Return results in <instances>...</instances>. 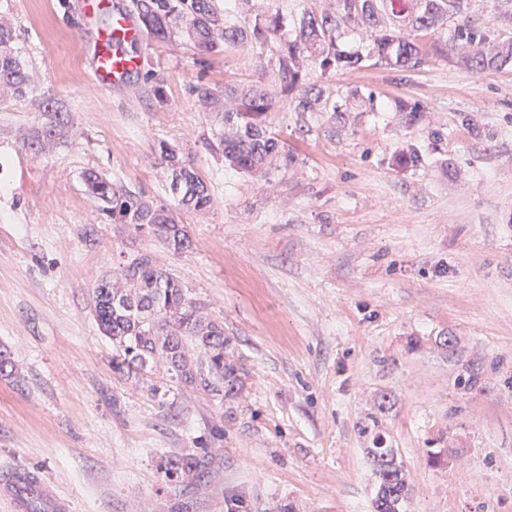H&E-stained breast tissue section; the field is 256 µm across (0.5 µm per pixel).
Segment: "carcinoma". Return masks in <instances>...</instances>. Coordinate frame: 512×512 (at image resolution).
Instances as JSON below:
<instances>
[{"label":"carcinoma","instance_id":"cac0c4a2","mask_svg":"<svg viewBox=\"0 0 512 512\" xmlns=\"http://www.w3.org/2000/svg\"><path fill=\"white\" fill-rule=\"evenodd\" d=\"M132 12L145 34L156 42L183 35L203 57L220 51L226 44L247 41L271 51L281 73V87L274 94L258 85L216 87L199 82L192 88L195 99L207 112L220 115L222 125L210 148L224 156V162L243 173L263 174L280 161L292 157L267 125V114L280 101L304 84L306 64L322 70L342 71L374 64L396 71H410L425 62L416 38L435 31L450 18L448 38L437 43L441 53L451 51L467 67L476 70L512 63V42L495 48L486 46L487 34L467 19H457L460 0H336V15L302 20L292 39L279 37L282 18L278 14L258 15L246 27L221 15L214 0H131ZM358 25L370 33L367 53H344L336 49L343 25ZM12 32L0 25V88L15 95L27 93L28 76L21 60L10 48ZM297 112H317L322 94L309 91L292 98ZM44 122L26 137V145L40 152L61 138L69 115L46 100L42 102ZM162 158L172 170L171 189L186 211L210 207L212 197L200 174L175 150L160 143ZM88 194L98 203L102 221L129 237H150L176 251L180 242L192 239L166 203H153L99 173L84 176ZM125 281L134 283L133 293L125 288L94 289L93 317L103 335L112 340L122 361L117 368L142 371L162 358L180 383L201 386L216 395H230L238 387L241 368L228 357L232 346L220 323L204 315L201 304L170 272L156 264L152 255L135 252L121 267ZM203 354L199 362L188 352ZM376 481L374 512H405L410 488L402 465L392 448L367 451ZM165 473L171 480L203 474L200 459L183 454L167 461Z\"/></svg>","mask_w":512,"mask_h":512}]
</instances>
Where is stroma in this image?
<instances>
[{"label": "stroma", "instance_id": "1", "mask_svg": "<svg viewBox=\"0 0 512 512\" xmlns=\"http://www.w3.org/2000/svg\"><path fill=\"white\" fill-rule=\"evenodd\" d=\"M78 5L0 0L31 82L0 94V346L15 364L0 377V471H40L67 512H373L379 435L406 471L408 512H512V64L466 68L435 54L432 32L409 72L310 66L325 105L269 113L293 160L263 184L206 147L219 126L191 88L279 90L270 52L241 42L199 64L183 38L148 39L140 72L101 90ZM261 11L291 38L336 0H253L235 20ZM462 14L512 40L506 0H463ZM46 99L76 134L37 153L24 137ZM403 101L424 107L420 122ZM163 140L213 197L180 211L183 254L101 223L83 182L94 170L176 205ZM409 145L426 164L400 163ZM133 250L223 325L238 394L183 385L160 362L115 369L93 292ZM188 452L202 477L169 482L167 460Z\"/></svg>", "mask_w": 512, "mask_h": 512}]
</instances>
